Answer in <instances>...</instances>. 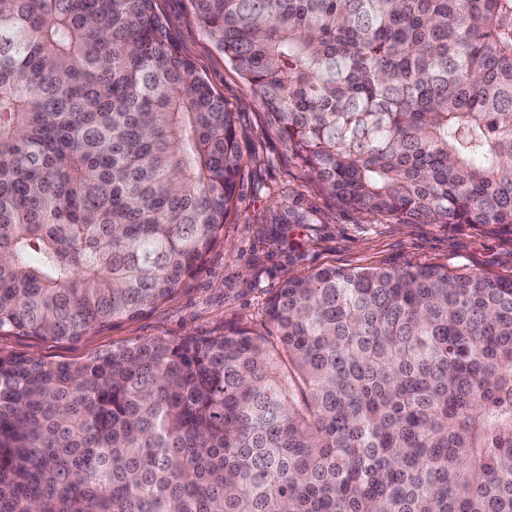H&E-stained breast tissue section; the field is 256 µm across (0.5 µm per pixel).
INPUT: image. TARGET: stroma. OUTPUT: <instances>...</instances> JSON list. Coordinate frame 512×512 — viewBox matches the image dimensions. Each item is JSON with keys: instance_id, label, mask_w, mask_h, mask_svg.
<instances>
[{"instance_id": "1", "label": "stroma", "mask_w": 512, "mask_h": 512, "mask_svg": "<svg viewBox=\"0 0 512 512\" xmlns=\"http://www.w3.org/2000/svg\"><path fill=\"white\" fill-rule=\"evenodd\" d=\"M171 39L235 116L242 171L220 242L172 300L118 318L73 341L0 332V354L79 361L152 338L261 328L268 297L324 266H439L457 275L512 280V233L472 224H403L343 206L289 158L250 86L203 31L192 0H157Z\"/></svg>"}]
</instances>
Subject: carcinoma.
<instances>
[{
	"label": "carcinoma",
	"mask_w": 512,
	"mask_h": 512,
	"mask_svg": "<svg viewBox=\"0 0 512 512\" xmlns=\"http://www.w3.org/2000/svg\"><path fill=\"white\" fill-rule=\"evenodd\" d=\"M194 5L343 205L512 231V0ZM241 168L156 0H0V331L172 298ZM264 317L0 355V512H512V280L324 267Z\"/></svg>",
	"instance_id": "obj_1"
}]
</instances>
